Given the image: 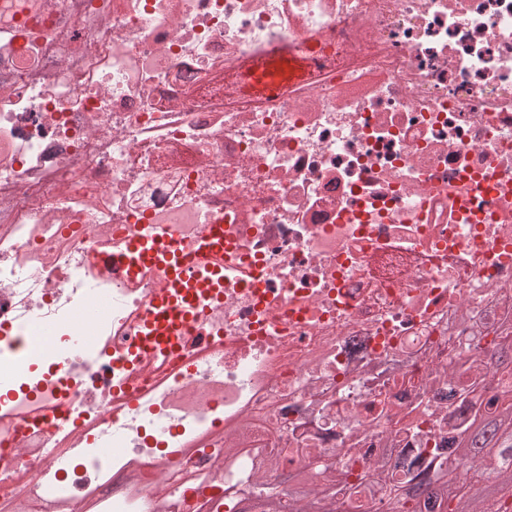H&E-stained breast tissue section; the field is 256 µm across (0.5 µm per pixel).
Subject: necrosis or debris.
Segmentation results:
<instances>
[{"label":"necrosis or debris","mask_w":512,"mask_h":512,"mask_svg":"<svg viewBox=\"0 0 512 512\" xmlns=\"http://www.w3.org/2000/svg\"><path fill=\"white\" fill-rule=\"evenodd\" d=\"M0 42V506L212 512L448 458L512 327V0H65ZM276 42L308 60L273 90ZM291 57V58H292ZM224 247L202 243L214 225ZM173 240L200 305L132 243ZM85 347H76V337ZM66 374H41L46 358ZM184 294L177 297L160 298L149 310V323L155 326L157 335H173L175 330L198 311V304L183 299Z\"/></svg>","instance_id":"1"}]
</instances>
